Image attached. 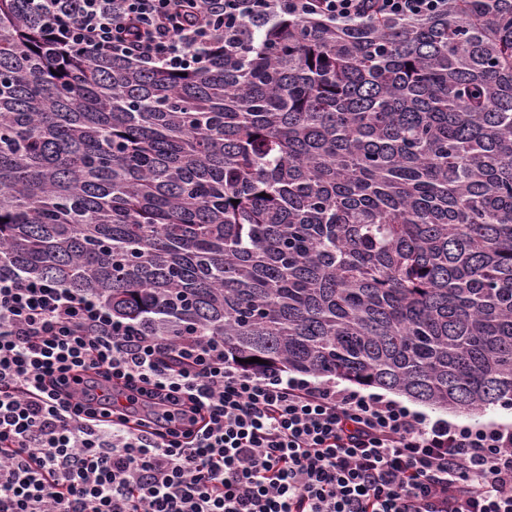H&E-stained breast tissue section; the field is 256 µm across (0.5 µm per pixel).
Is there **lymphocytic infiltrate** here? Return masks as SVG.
<instances>
[{
    "label": "lymphocytic infiltrate",
    "mask_w": 512,
    "mask_h": 512,
    "mask_svg": "<svg viewBox=\"0 0 512 512\" xmlns=\"http://www.w3.org/2000/svg\"><path fill=\"white\" fill-rule=\"evenodd\" d=\"M49 41L181 72L276 12L422 17L444 0H38ZM0 512H512V422L460 423L334 379L248 373L0 270Z\"/></svg>",
    "instance_id": "1"
}]
</instances>
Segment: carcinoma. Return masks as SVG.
Listing matches in <instances>:
<instances>
[{
  "instance_id": "cac0c4a2",
  "label": "carcinoma",
  "mask_w": 512,
  "mask_h": 512,
  "mask_svg": "<svg viewBox=\"0 0 512 512\" xmlns=\"http://www.w3.org/2000/svg\"><path fill=\"white\" fill-rule=\"evenodd\" d=\"M250 27L182 77L0 0V265L247 372L512 403V0Z\"/></svg>"
}]
</instances>
